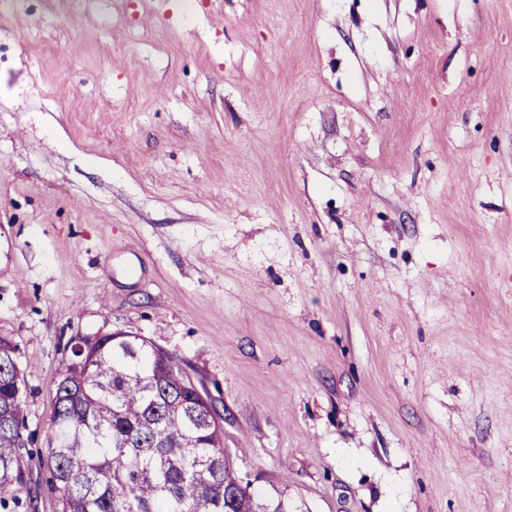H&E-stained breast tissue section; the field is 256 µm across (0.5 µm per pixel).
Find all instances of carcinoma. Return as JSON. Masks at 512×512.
Instances as JSON below:
<instances>
[{"mask_svg": "<svg viewBox=\"0 0 512 512\" xmlns=\"http://www.w3.org/2000/svg\"><path fill=\"white\" fill-rule=\"evenodd\" d=\"M59 372L53 431L40 464L60 512H288L282 494L237 486L223 430L172 354L139 336L84 337ZM0 339V509L24 483L25 384ZM231 497H224V491Z\"/></svg>", "mask_w": 512, "mask_h": 512, "instance_id": "carcinoma-1", "label": "carcinoma"}]
</instances>
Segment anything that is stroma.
<instances>
[{
    "instance_id": "1",
    "label": "stroma",
    "mask_w": 512,
    "mask_h": 512,
    "mask_svg": "<svg viewBox=\"0 0 512 512\" xmlns=\"http://www.w3.org/2000/svg\"><path fill=\"white\" fill-rule=\"evenodd\" d=\"M116 329L293 512H512V0L1 6L34 512L67 343Z\"/></svg>"
}]
</instances>
